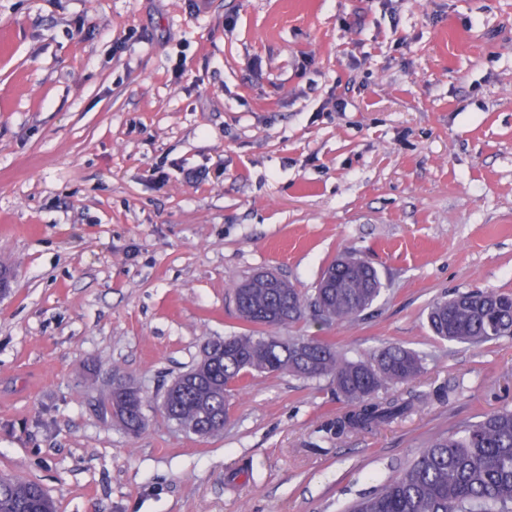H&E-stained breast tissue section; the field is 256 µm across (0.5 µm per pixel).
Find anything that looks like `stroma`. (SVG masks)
I'll return each instance as SVG.
<instances>
[{
	"instance_id": "1",
	"label": "stroma",
	"mask_w": 512,
	"mask_h": 512,
	"mask_svg": "<svg viewBox=\"0 0 512 512\" xmlns=\"http://www.w3.org/2000/svg\"><path fill=\"white\" fill-rule=\"evenodd\" d=\"M383 291L291 336L425 358L406 418L337 433L330 378L253 374L222 431L158 405L233 292L311 294L339 254ZM0 472L57 512H344L433 439L512 407V338L428 306L512 292V0H0ZM145 397L113 423V379ZM427 324L434 336L472 347L512 337V294L497 290L456 293L429 307ZM130 387L129 385L123 384L122 387L118 389L112 390V394L109 400L110 412L112 415V407L113 417L119 418L122 422V425L130 432L136 433L139 432L143 428V405H144V397L141 394L139 388H134L137 390V393H140L135 400H128L125 389Z\"/></svg>"
}]
</instances>
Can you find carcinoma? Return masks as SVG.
Instances as JSON below:
<instances>
[{
  "label": "carcinoma",
  "mask_w": 512,
  "mask_h": 512,
  "mask_svg": "<svg viewBox=\"0 0 512 512\" xmlns=\"http://www.w3.org/2000/svg\"><path fill=\"white\" fill-rule=\"evenodd\" d=\"M325 273L329 277L318 281L310 297L271 272L244 280L234 303L252 329L213 345L216 355L205 354L174 379L160 404L165 417L200 436L221 431L231 392L254 372L331 378L351 406L338 420L342 431L369 429L413 412L417 398H381L379 392L419 376V353L388 343L367 360H351L330 341L280 335L306 317L322 325L358 320L383 289L378 270L355 254L341 255ZM427 324L434 336L472 347L512 337V294L456 293L429 307ZM143 405L141 394L131 401L125 387L112 390L113 417L130 432L143 428ZM0 512H55V505L40 484L1 473ZM349 512H512V409L491 412L435 440Z\"/></svg>",
  "instance_id": "obj_1"
}]
</instances>
